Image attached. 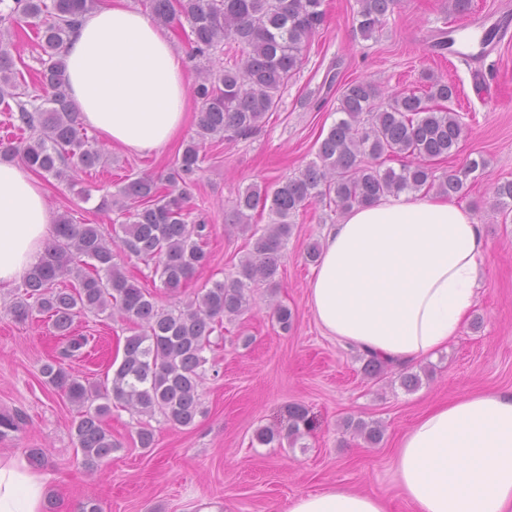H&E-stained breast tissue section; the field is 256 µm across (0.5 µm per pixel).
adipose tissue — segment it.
<instances>
[{
    "mask_svg": "<svg viewBox=\"0 0 512 512\" xmlns=\"http://www.w3.org/2000/svg\"><path fill=\"white\" fill-rule=\"evenodd\" d=\"M69 99L109 144L150 153L175 141L190 112L183 56L128 0H100L64 51ZM55 233L42 182L0 161V290L23 281ZM490 249L472 213L430 196H385L346 211L325 233L309 305L348 348L403 367L460 334ZM396 479L414 512H512V389L464 392L431 406L400 438ZM47 476L0 457V512H44ZM288 512H387L377 495L332 486Z\"/></svg>",
    "mask_w": 512,
    "mask_h": 512,
    "instance_id": "1",
    "label": "adipose tissue"
}]
</instances>
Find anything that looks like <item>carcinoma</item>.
Returning <instances> with one entry per match:
<instances>
[{
  "label": "carcinoma",
  "instance_id": "carcinoma-1",
  "mask_svg": "<svg viewBox=\"0 0 512 512\" xmlns=\"http://www.w3.org/2000/svg\"><path fill=\"white\" fill-rule=\"evenodd\" d=\"M8 17L18 14L26 28L15 33L23 42L33 33L40 49L36 80L17 92L15 42L0 37V106L10 114L11 126L22 136L5 147L38 172L62 179L63 165L84 169L105 163L101 150L79 135L78 120L66 90L63 48L80 18L95 0H13ZM155 21L164 25L184 19L189 25L191 56L210 60L221 43L234 46V63L206 67L193 87L199 103L196 138L177 156L163 182L150 177L129 180L100 210L115 211L125 221L112 227L106 241L97 224H75L61 216L55 237L28 273L23 293L10 312L19 321L34 314L52 320L56 335L65 341L63 355H82L89 339L72 334L75 317L93 312L137 326L125 337L121 362L112 372L111 388L83 384L62 363L46 364L42 375L77 407L73 424L83 464L94 470L116 451L104 418L111 407L132 409L140 416L137 439L149 448L154 441L150 420L155 415L173 425L188 427L202 413L200 385L208 359L211 335L224 317L239 316L248 307L249 292L257 284L278 286L276 277L291 234V217L317 203L346 211L371 204L387 195L433 190L452 196L484 161L472 160L452 173L438 176L428 162L449 156L464 135L459 113L445 106L456 95L444 78L426 76V89L395 92L387 97L374 84L351 81L343 86L336 107L339 117L320 142L316 159L274 187L251 186L238 195L233 223L254 238L251 252L240 260L237 277L214 281L187 301L169 306L157 303L138 279L117 263L116 252L152 269L163 288L173 294L185 287L210 261L204 249L207 224L188 222L184 190L202 169V144L208 139H247L266 114L277 110L281 92L303 63V51L323 29L324 0H145ZM400 0H358V30L376 31ZM401 158L400 170H380L372 162ZM495 207L512 210V181L495 188ZM268 210L263 230L252 224V212ZM60 279L72 287L58 288ZM289 435L309 426L307 411L288 407ZM19 414H0V438L20 429ZM347 427L368 443L381 437V427L363 421ZM264 446L281 445L279 430L255 432Z\"/></svg>",
  "mask_w": 512,
  "mask_h": 512
}]
</instances>
